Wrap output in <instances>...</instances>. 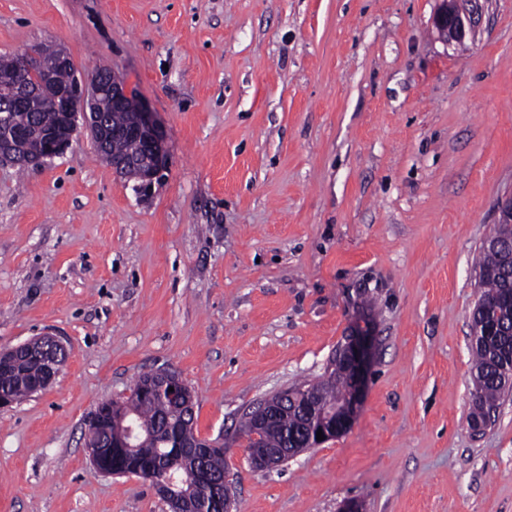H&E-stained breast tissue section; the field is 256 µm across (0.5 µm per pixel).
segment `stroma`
Wrapping results in <instances>:
<instances>
[{
	"label": "stroma",
	"instance_id": "35a3bbf8",
	"mask_svg": "<svg viewBox=\"0 0 512 512\" xmlns=\"http://www.w3.org/2000/svg\"><path fill=\"white\" fill-rule=\"evenodd\" d=\"M439 0H0V55L101 62L161 123L155 184L87 132L0 164V349L49 334L55 383L0 410V512H168L97 473L85 421L147 371L224 438L233 512H512V394L468 424L478 262L512 191V0L446 44ZM376 338L341 436L253 468L245 412Z\"/></svg>",
	"mask_w": 512,
	"mask_h": 512
}]
</instances>
